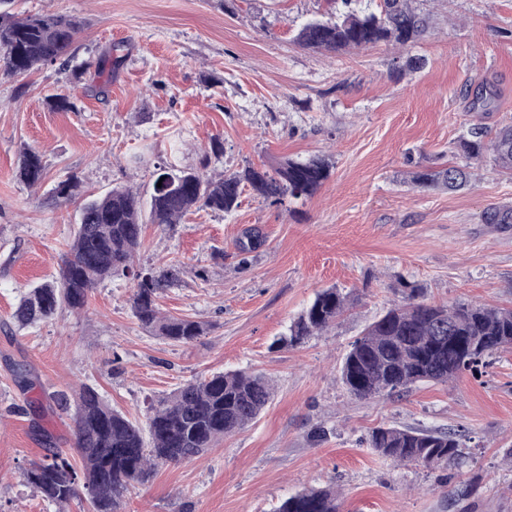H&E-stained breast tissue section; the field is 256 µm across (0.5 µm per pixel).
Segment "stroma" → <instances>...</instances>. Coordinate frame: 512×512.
<instances>
[{
    "label": "stroma",
    "instance_id": "1",
    "mask_svg": "<svg viewBox=\"0 0 512 512\" xmlns=\"http://www.w3.org/2000/svg\"><path fill=\"white\" fill-rule=\"evenodd\" d=\"M431 18L415 44L328 54L299 45L306 22L341 0H12L20 15L82 19L69 59L20 78L0 75V512H61L23 480L30 463L73 443L71 413L52 397L89 386L145 423L149 402L225 370L270 378L259 417L203 455L160 467L131 487L122 512H274L308 487L334 486L343 512H512V349L481 374L420 383L401 400H361L341 380L352 343L405 284L428 303L512 308V171L467 163L459 140L474 124L512 123V0H418ZM122 46L111 80L97 62ZM411 57L423 68L403 72ZM485 109L470 101L484 88ZM69 95L72 109L48 100ZM222 155L210 154L213 137ZM41 155L46 176L15 177L18 154ZM329 156L311 197L273 204L244 190L229 214L199 210L144 227L138 263L177 267L161 311L209 330L188 344L148 333L132 310L137 282L118 273L78 313L18 328L21 295L54 275L78 222L52 198L81 177L87 194L150 193L162 163L233 172ZM470 164L472 189L427 191L413 172ZM259 247L242 253L246 232ZM336 287L348 310L296 349L275 346L316 292ZM461 427L460 461L398 465L368 445L380 426Z\"/></svg>",
    "mask_w": 512,
    "mask_h": 512
}]
</instances>
